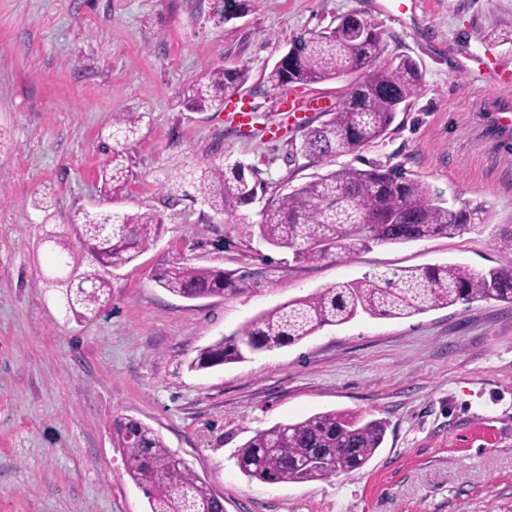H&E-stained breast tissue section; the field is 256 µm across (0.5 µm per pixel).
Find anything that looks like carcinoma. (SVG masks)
I'll list each match as a JSON object with an SVG mask.
<instances>
[{
  "mask_svg": "<svg viewBox=\"0 0 512 512\" xmlns=\"http://www.w3.org/2000/svg\"><path fill=\"white\" fill-rule=\"evenodd\" d=\"M287 63L268 74L274 89L283 83L316 84L335 80L355 69L366 79L347 88L336 108L320 125L302 135L297 153L306 159L346 155L381 139L402 104L421 82L418 64L398 55L386 58L380 33L357 39L332 27L296 39ZM250 79L246 67L205 69L183 90V103L193 111L221 110L224 100L239 93ZM143 115L124 112L112 118L108 183L112 198L124 196L132 176L126 165L139 140ZM254 170L218 158L197 162L180 174L189 178L198 197L227 218L257 197ZM485 203L454 209L432 194L421 180L399 167L373 163L367 169L343 165L271 199L261 211L259 236L271 247L291 252L297 264L318 263L329 256L350 258L382 244H403L450 235L471 224L488 223ZM75 238L98 268L80 271L71 248L49 235L52 260L64 274L44 281L65 313L78 321L96 314L111 292L105 270L135 261L158 238L162 219L153 212L85 211L73 220ZM156 282L184 299L253 296L267 285L257 269L227 272L177 261ZM494 300L512 303V261L486 272L469 267H407L337 282L307 296L267 310L238 331L202 348L191 361L195 370L241 362L299 343L325 326L350 322L358 315L406 318L458 303ZM387 424L345 411L315 414L303 421L278 423L257 432L237 450L241 472L267 483L310 482L363 468L382 447ZM114 447L122 450L125 473L142 491L148 512H224L220 498L189 464L149 425L129 418L114 420Z\"/></svg>",
  "mask_w": 512,
  "mask_h": 512,
  "instance_id": "1",
  "label": "carcinoma"
}]
</instances>
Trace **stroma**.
I'll return each instance as SVG.
<instances>
[{"label":"stroma","instance_id":"obj_1","mask_svg":"<svg viewBox=\"0 0 512 512\" xmlns=\"http://www.w3.org/2000/svg\"><path fill=\"white\" fill-rule=\"evenodd\" d=\"M0 0V512H146L112 444L139 420L224 498V512H512V304L474 302L408 318L362 315L300 343L208 370L198 349L260 312L320 288L402 267L512 260V0ZM356 13L389 51L415 60L421 87L383 138L323 160L292 159L304 133L282 106L320 98L316 125L357 79L273 89L266 78L303 33ZM470 68H462V61ZM251 78L221 111L181 91L201 70ZM248 108L247 124L234 112ZM143 113L122 200L101 179L112 118ZM250 165L264 187L224 221L162 185L212 155ZM399 165L452 207L484 201L490 223L298 265L255 225L269 199L350 164ZM153 210L164 230L113 272L109 304L76 321L45 291L57 273L43 239L84 210ZM184 260L265 268L261 295L190 301L154 280ZM388 423L361 469L304 483L245 476L235 454L258 431L327 411Z\"/></svg>","mask_w":512,"mask_h":512}]
</instances>
